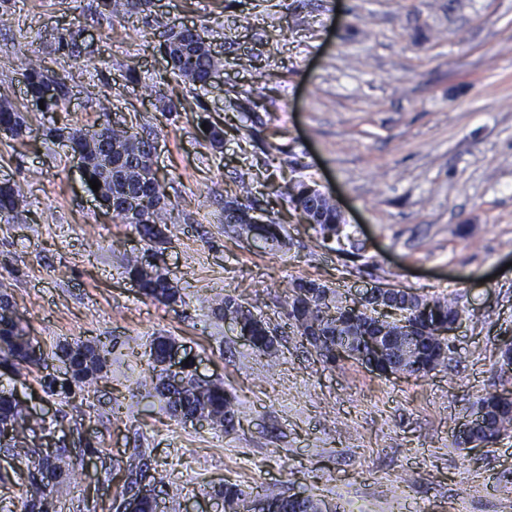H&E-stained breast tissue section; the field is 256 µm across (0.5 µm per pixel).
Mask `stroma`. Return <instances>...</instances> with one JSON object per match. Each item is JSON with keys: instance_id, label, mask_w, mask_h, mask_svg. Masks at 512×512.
Instances as JSON below:
<instances>
[{"instance_id": "obj_1", "label": "stroma", "mask_w": 512, "mask_h": 512, "mask_svg": "<svg viewBox=\"0 0 512 512\" xmlns=\"http://www.w3.org/2000/svg\"><path fill=\"white\" fill-rule=\"evenodd\" d=\"M186 25L224 61L211 86L176 76L164 54ZM32 59L67 75L58 111L27 96ZM0 97L27 124L0 132V187L24 191L22 219L0 222V294L40 359L0 367V388L38 423L29 454L0 449V512H22L45 447L69 464L44 491L57 512H114L138 449L159 512H216L227 483L249 505L300 494L335 512H512V431L475 450L454 438L482 396L512 390V0H114L108 13L101 0H0ZM106 120L157 144L164 240L106 213L58 136ZM242 172L252 216L280 225L285 246L229 232ZM298 181L335 200L339 241L303 222ZM150 249L176 303L146 298L125 271ZM301 279L347 299L369 285L455 299L464 320L447 364L386 378L323 362L289 324ZM227 295L275 329L272 355L215 315ZM99 336V378L47 393L43 378L64 372L58 345ZM158 336L223 386L234 430L171 416L148 369Z\"/></svg>"}]
</instances>
